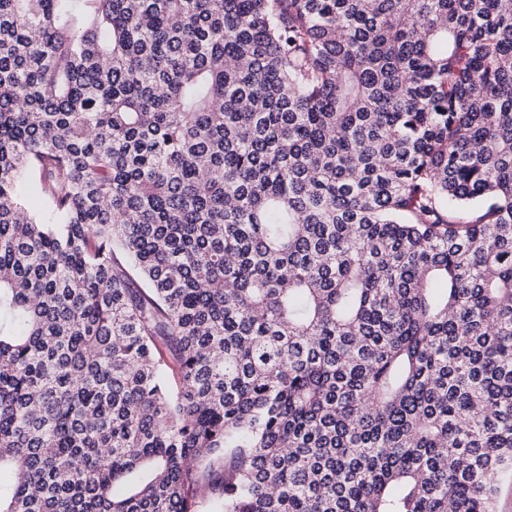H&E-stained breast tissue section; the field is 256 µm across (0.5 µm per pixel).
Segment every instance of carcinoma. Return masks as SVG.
Masks as SVG:
<instances>
[{"label": "carcinoma", "instance_id": "carcinoma-1", "mask_svg": "<svg viewBox=\"0 0 512 512\" xmlns=\"http://www.w3.org/2000/svg\"><path fill=\"white\" fill-rule=\"evenodd\" d=\"M6 470L0 512H495L512 0H0Z\"/></svg>", "mask_w": 512, "mask_h": 512}]
</instances>
